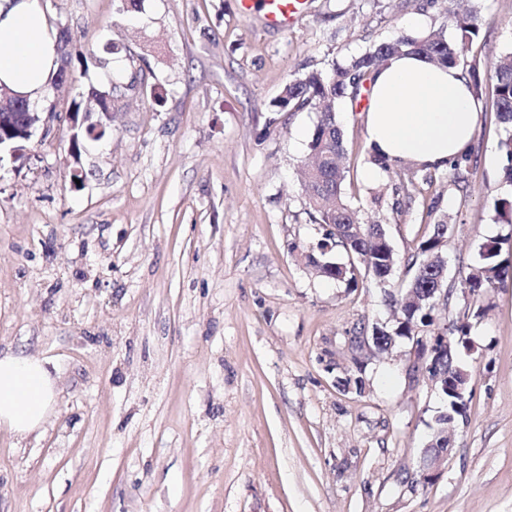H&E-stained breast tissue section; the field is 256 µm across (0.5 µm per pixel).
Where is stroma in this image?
Segmentation results:
<instances>
[{"mask_svg":"<svg viewBox=\"0 0 512 512\" xmlns=\"http://www.w3.org/2000/svg\"><path fill=\"white\" fill-rule=\"evenodd\" d=\"M69 49H119L80 86L110 93L112 135L70 182L66 128L36 132L24 163H0V350L48 360L58 392L41 433L0 430V512H512V281L463 289L501 181L491 93L465 176L400 164L367 181L361 113L336 104L343 191L382 224L388 286L316 274L323 229L298 166L314 110L275 112L291 80L407 33L444 30L453 0H310L291 30L241 17L236 0H42ZM468 60L488 77L512 54V0H469ZM412 197L400 194V184ZM446 225L453 293L436 325L468 320L467 408L429 483H403L431 439L441 395L414 378V340L356 349L395 328L390 294Z\"/></svg>","mask_w":512,"mask_h":512,"instance_id":"obj_1","label":"stroma"}]
</instances>
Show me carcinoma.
<instances>
[{
    "label": "carcinoma",
    "mask_w": 512,
    "mask_h": 512,
    "mask_svg": "<svg viewBox=\"0 0 512 512\" xmlns=\"http://www.w3.org/2000/svg\"><path fill=\"white\" fill-rule=\"evenodd\" d=\"M450 26L458 32V38L452 42L445 32H432L422 37L401 35L397 39L383 42L363 55L351 59L344 65H335L326 72L312 71L302 78L289 82L283 88L274 107L279 112H295L306 108L313 109L321 105L318 122L309 141L310 161L300 168V177L304 184L309 214L313 222L325 228L339 230L336 246L355 255L364 265L365 272L380 285H385L393 274L396 261L390 260V245L387 240L379 239L377 228L363 224V237L358 238L342 231L346 224H357L359 219L342 193L345 168L341 160L343 155L342 131L336 121V102L354 100L364 82L389 58L404 52L422 54L429 60L446 66L462 67L468 73L470 92L479 96L482 85L476 77L475 67L467 65L464 50L478 35V26L470 13L452 11L448 15ZM494 93V109L499 123L512 129V55L498 60L490 69ZM81 97L93 103L97 111H112V96L109 93L91 88L81 93ZM95 140L93 130L80 127L69 140V152L82 156L85 145ZM501 150L506 158L502 170V181L512 185V134L501 142ZM493 219L497 223L512 224V198L501 197L494 200ZM439 233H432L420 243L417 255L413 257L411 267L414 274L408 289L418 294L431 286L429 257L439 251ZM508 258H502V253ZM483 263L470 274L465 287L484 292L508 280H512V235L497 238L484 243L481 247ZM324 276L336 281H355V265L337 263L334 269ZM404 297H393L390 304L398 307L401 320L394 332L380 329L384 336L394 334L406 336L410 324L428 317L424 310L407 311Z\"/></svg>",
    "instance_id": "1"
}]
</instances>
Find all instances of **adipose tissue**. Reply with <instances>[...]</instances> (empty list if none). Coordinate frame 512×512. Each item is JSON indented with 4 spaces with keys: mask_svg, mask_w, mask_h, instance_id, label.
Segmentation results:
<instances>
[{
    "mask_svg": "<svg viewBox=\"0 0 512 512\" xmlns=\"http://www.w3.org/2000/svg\"><path fill=\"white\" fill-rule=\"evenodd\" d=\"M56 42L41 0H0V84L39 100L58 67ZM363 118L379 154L431 169L464 152L478 123L461 69L417 55L392 58L375 74ZM56 390L48 361L0 354V427L20 438L41 432Z\"/></svg>",
    "mask_w": 512,
    "mask_h": 512,
    "instance_id": "obj_1",
    "label": "adipose tissue"
}]
</instances>
